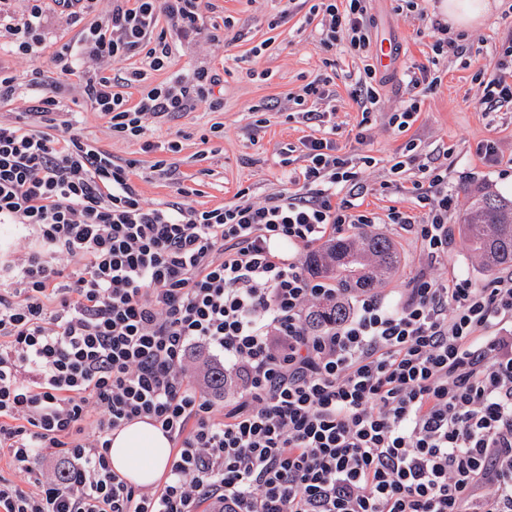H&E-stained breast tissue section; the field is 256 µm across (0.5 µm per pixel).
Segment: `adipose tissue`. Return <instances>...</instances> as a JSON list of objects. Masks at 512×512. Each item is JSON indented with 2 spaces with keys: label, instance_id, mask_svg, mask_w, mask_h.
<instances>
[{
  "label": "adipose tissue",
  "instance_id": "ef3b65f1",
  "mask_svg": "<svg viewBox=\"0 0 512 512\" xmlns=\"http://www.w3.org/2000/svg\"><path fill=\"white\" fill-rule=\"evenodd\" d=\"M440 11L456 30H469L486 19L492 5L490 0H443ZM110 458L116 472L134 485L147 488L167 472L173 448L160 430L138 420L114 436Z\"/></svg>",
  "mask_w": 512,
  "mask_h": 512
}]
</instances>
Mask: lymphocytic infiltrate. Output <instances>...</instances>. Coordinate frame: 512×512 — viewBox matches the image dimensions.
Returning a JSON list of instances; mask_svg holds the SVG:
<instances>
[{
    "mask_svg": "<svg viewBox=\"0 0 512 512\" xmlns=\"http://www.w3.org/2000/svg\"><path fill=\"white\" fill-rule=\"evenodd\" d=\"M42 0L9 29L7 50L38 58ZM203 0H112L104 23L51 60V83L0 72V102L35 92L44 130L0 122V224L24 241L0 256V512H512V270L478 284L432 267L452 246L448 169L421 167L418 208L359 209L351 160L335 139L304 137L295 192L200 209L146 203L134 162L57 133L78 56L166 67L165 14L184 36L224 38ZM368 0H322L318 45L363 58L351 97L380 94ZM122 80L86 75L84 102L113 136L143 139L149 118L196 103L224 109L216 71L177 74L128 104ZM347 198H338V190ZM391 224L424 258L400 300L351 302L316 332L317 303L339 289L297 255L350 226ZM224 357V399L188 375L189 351ZM148 419L175 444L148 490L111 467V437ZM59 457L56 474L44 453Z\"/></svg>",
    "mask_w": 512,
    "mask_h": 512,
    "instance_id": "f902f5d3",
    "label": "lymphocytic infiltrate"
}]
</instances>
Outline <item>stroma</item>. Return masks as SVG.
I'll return each instance as SVG.
<instances>
[{
    "label": "stroma",
    "instance_id": "35a3bbf8",
    "mask_svg": "<svg viewBox=\"0 0 512 512\" xmlns=\"http://www.w3.org/2000/svg\"><path fill=\"white\" fill-rule=\"evenodd\" d=\"M318 0H299L293 15L280 17L278 0H205L208 19L231 18L233 28L224 32L222 42L204 37L183 38L172 30L166 16H159L158 29L167 33L172 47L171 62L161 71H146L144 82L156 85L177 73L206 67L224 78V109L212 112L205 105L181 114L177 119H150L144 140L111 136L105 117L81 102V87L71 81L65 89V103H76V134L110 152L115 160L135 162V181L143 198L150 203L176 202L180 187L193 188L192 205L209 208L234 201L238 191L250 200L286 189L284 171L298 172L306 165L301 137L310 129L302 123L292 95L317 78L329 79L331 100L320 102V109L333 110L336 143L342 154L354 160L360 198L365 209L384 213L392 205L412 207L416 201L407 189L418 178L419 164H444L448 167V187L457 197L452 226H459L470 205L467 187L484 186L505 193L512 180V167L490 165L477 150L480 143L494 141L502 159L512 158V105L485 110L479 99L485 84L496 74L494 64L503 48L512 43V0L501 6L482 24L467 33L453 36L448 53L434 55L429 37L422 35V21L416 13L401 11L398 0H371L374 44L397 48L395 65L388 70L389 80L380 89V109L362 117L349 95L348 77L361 63L343 47L323 51L317 45L314 25L305 21ZM111 0H95L83 22L75 23L60 13L54 0L43 4V50L30 60L0 53V66L26 81L32 69H48L55 51L75 40L83 24L104 20ZM434 64L442 83L433 90L410 98L401 81L410 66ZM417 101L416 121L405 131L388 123L389 112ZM224 126L223 137L211 136L213 124ZM179 139L178 152L158 155L142 149L143 141L164 144ZM413 152H406L407 144ZM371 164H364V157ZM166 158L168 171L156 170L158 158ZM406 161L405 172L393 173L397 161ZM376 232L393 240L401 264L376 288L382 298L397 300L420 265L419 247L400 229L379 224ZM442 276L466 277L482 284L490 273L471 257L462 234H455L447 264L438 266Z\"/></svg>",
    "mask_w": 512,
    "mask_h": 512
}]
</instances>
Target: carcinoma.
Returning <instances> with one entry per match:
<instances>
[{"label": "carcinoma", "mask_w": 512, "mask_h": 512, "mask_svg": "<svg viewBox=\"0 0 512 512\" xmlns=\"http://www.w3.org/2000/svg\"><path fill=\"white\" fill-rule=\"evenodd\" d=\"M471 204L461 220L470 253L488 272L512 267V200L491 190L470 188ZM401 263L395 243L380 234L360 230L331 239L312 251L306 268L316 279L335 284L350 293L370 291ZM344 302L325 303L310 312L316 331H327L348 316Z\"/></svg>", "instance_id": "carcinoma-1"}]
</instances>
